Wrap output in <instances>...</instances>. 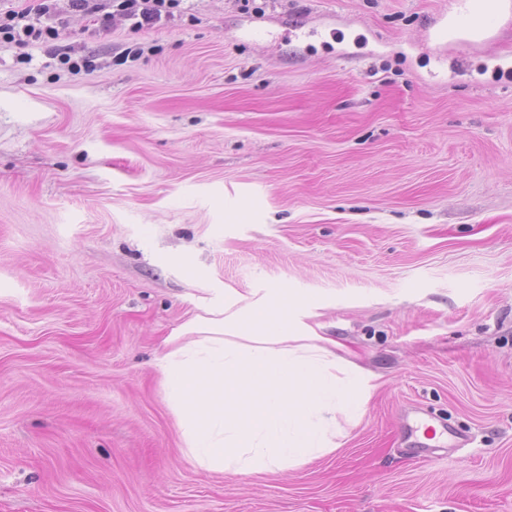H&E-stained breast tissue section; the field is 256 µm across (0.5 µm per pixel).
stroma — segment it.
<instances>
[{"label":"stroma","mask_w":512,"mask_h":512,"mask_svg":"<svg viewBox=\"0 0 512 512\" xmlns=\"http://www.w3.org/2000/svg\"><path fill=\"white\" fill-rule=\"evenodd\" d=\"M456 0H182L74 55L0 42V512H512V18ZM283 288L372 375L335 452L191 465L157 366ZM470 435L414 460L402 409ZM452 17V30L469 37L486 33L499 16L508 10V0H459Z\"/></svg>","instance_id":"stroma-1"}]
</instances>
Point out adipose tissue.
Wrapping results in <instances>:
<instances>
[{"instance_id": "ef3b65f1", "label": "adipose tissue", "mask_w": 512, "mask_h": 512, "mask_svg": "<svg viewBox=\"0 0 512 512\" xmlns=\"http://www.w3.org/2000/svg\"><path fill=\"white\" fill-rule=\"evenodd\" d=\"M512 0H460L452 30L486 33ZM282 289L196 316L159 361L189 462L246 476L297 468L336 449L338 415L359 409L371 378L314 335L303 305L282 317Z\"/></svg>"}]
</instances>
